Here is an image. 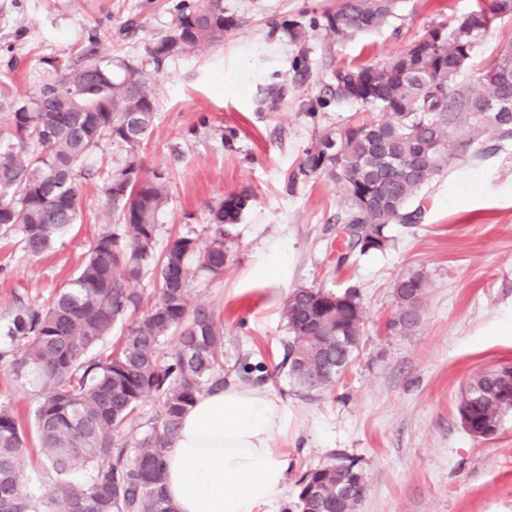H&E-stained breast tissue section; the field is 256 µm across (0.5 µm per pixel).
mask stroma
Segmentation results:
<instances>
[{"mask_svg":"<svg viewBox=\"0 0 512 512\" xmlns=\"http://www.w3.org/2000/svg\"><path fill=\"white\" fill-rule=\"evenodd\" d=\"M340 0H224L235 25L222 44L168 58L154 68L145 46L174 26L169 0H0V85L33 97L43 60H124L148 72L157 112L139 150L146 173L167 180L158 243L182 233L206 243L209 207L225 195L251 198L232 229L223 274L194 283L195 303L224 326V373L244 379L262 365L284 400L288 427L277 438L291 459L285 504L312 469L356 463L365 492L356 512H512V411L491 438L463 427L462 395L483 372L512 366V145L465 159L424 190L419 223L397 224L382 253L338 263L344 191L301 162L328 130L359 116L333 100L330 74L381 64L434 23L448 24L492 0H396L376 31L339 39L312 18ZM307 25L304 41L286 27ZM125 158L101 140L84 168L76 224L32 257L18 234L0 233V402L34 429L37 388L5 334L18 302L47 306L84 263L103 223L108 173ZM419 271L428 288L418 325L391 330L394 282ZM293 291L355 288L367 319L359 352L335 385L299 390L280 367L288 329L269 281Z\"/></svg>","mask_w":512,"mask_h":512,"instance_id":"1","label":"stroma"}]
</instances>
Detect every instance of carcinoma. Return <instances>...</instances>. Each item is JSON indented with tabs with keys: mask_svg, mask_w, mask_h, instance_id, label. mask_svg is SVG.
I'll list each match as a JSON object with an SVG mask.
<instances>
[{
	"mask_svg": "<svg viewBox=\"0 0 512 512\" xmlns=\"http://www.w3.org/2000/svg\"><path fill=\"white\" fill-rule=\"evenodd\" d=\"M395 0H341L322 15L338 38L371 32L394 15ZM170 34L146 47L155 67L202 45L224 42L234 26L224 0H172ZM498 18H512V0L465 14L430 40L419 37L380 65L331 72L337 102L372 117L324 133L306 151L307 175L341 183L338 220L346 251L387 249L395 224H415L421 191L452 164L512 143V39L476 80L463 83L478 41ZM48 77L30 101L0 95L13 140L0 142V231L18 233L33 257L49 250L79 216L80 170L107 138L125 151L105 193L104 224L77 276L46 307L18 303L6 336L25 345L20 365L39 392L34 411L39 452L29 469L20 460L28 439L13 410L0 403V512H177L167 498L165 450L184 412L199 396L224 387V326L194 303L192 282L224 272L238 207L231 193L210 207L207 245L179 236L158 252V216L168 201L164 177L148 178L138 151L155 121L147 73L126 62L121 77L109 65L43 61ZM155 277L157 296L143 307L137 285ZM427 288L419 272L395 284L394 319L403 331L419 321ZM289 333L281 367L307 392L332 386L358 347L336 345L339 323L362 336L366 311L357 290L297 288L283 306ZM120 339L109 343L114 330ZM177 350L161 354L168 338ZM503 379L470 383L467 408L479 430L498 415L493 401ZM147 399L160 404L151 430L128 443L125 431ZM356 465L329 463L301 479L297 512H353L364 487ZM38 485L39 493L31 492Z\"/></svg>",
	"mask_w": 512,
	"mask_h": 512,
	"instance_id": "cac0c4a2",
	"label": "carcinoma"
}]
</instances>
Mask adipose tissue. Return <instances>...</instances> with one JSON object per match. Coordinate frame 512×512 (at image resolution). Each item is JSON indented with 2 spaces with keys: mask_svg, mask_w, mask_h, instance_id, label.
I'll list each match as a JSON object with an SVG mask.
<instances>
[{
  "mask_svg": "<svg viewBox=\"0 0 512 512\" xmlns=\"http://www.w3.org/2000/svg\"><path fill=\"white\" fill-rule=\"evenodd\" d=\"M288 423L282 398L231 381L183 415L166 450V492L178 512H259L287 490L289 459L276 439Z\"/></svg>",
  "mask_w": 512,
  "mask_h": 512,
  "instance_id": "1",
  "label": "adipose tissue"
}]
</instances>
